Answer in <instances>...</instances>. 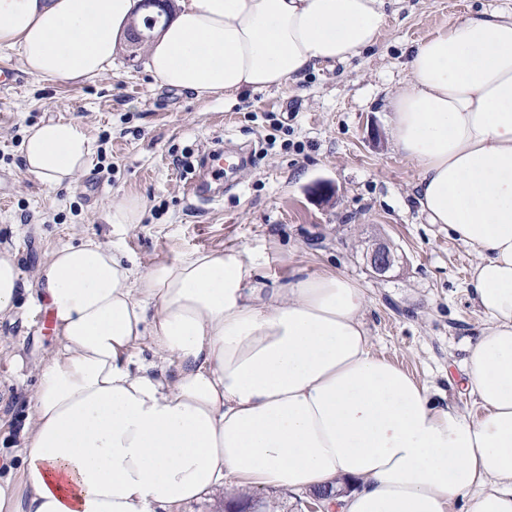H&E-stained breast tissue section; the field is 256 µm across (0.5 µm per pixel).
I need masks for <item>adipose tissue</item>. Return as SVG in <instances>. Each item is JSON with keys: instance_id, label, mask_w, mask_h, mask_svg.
<instances>
[{"instance_id": "obj_1", "label": "adipose tissue", "mask_w": 512, "mask_h": 512, "mask_svg": "<svg viewBox=\"0 0 512 512\" xmlns=\"http://www.w3.org/2000/svg\"><path fill=\"white\" fill-rule=\"evenodd\" d=\"M147 51L159 88L197 99L282 89L373 46L385 0H177ZM141 0H0V48L31 74L80 83L112 68ZM388 101L415 199L478 260L487 323L461 382L478 414L373 352L366 297L345 277L256 279L242 250L142 266L92 238L38 271L56 346L19 431L20 481L0 512H179L235 479L333 490L337 512H512V17L467 16L416 45ZM91 144L79 124L29 129L28 175L71 184ZM23 282L0 249V318ZM149 348L152 361L140 357Z\"/></svg>"}]
</instances>
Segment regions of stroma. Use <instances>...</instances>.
I'll use <instances>...</instances> for the list:
<instances>
[{
  "label": "stroma",
  "mask_w": 512,
  "mask_h": 512,
  "mask_svg": "<svg viewBox=\"0 0 512 512\" xmlns=\"http://www.w3.org/2000/svg\"><path fill=\"white\" fill-rule=\"evenodd\" d=\"M483 12L511 17L512 0H389L379 41L359 57L232 101L159 89L145 50L125 44L110 72L83 84L31 75L1 49L0 68L20 72L22 82L0 90V247L16 254L26 290L18 313L0 321V470L13 450L12 424L55 344L37 270L53 250L86 238L143 265L235 247L275 287L300 271H335L363 289L378 355L438 400L476 411L474 397L448 374L465 340L484 326L469 297L477 256L421 212L413 194L418 169L393 145L386 104L406 85L418 43ZM59 118L81 125L92 154L73 184L50 187L26 174L21 144L31 127ZM219 142L250 148L252 161L225 171L230 190L200 207L183 186ZM127 195L144 200V215L119 234L106 214ZM379 243L397 255L383 275L367 262Z\"/></svg>",
  "instance_id": "1"
}]
</instances>
